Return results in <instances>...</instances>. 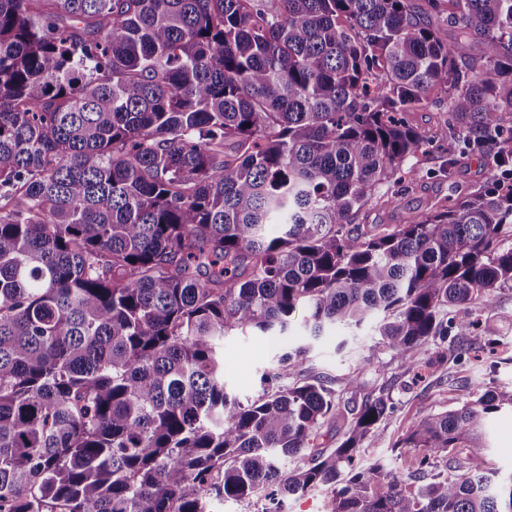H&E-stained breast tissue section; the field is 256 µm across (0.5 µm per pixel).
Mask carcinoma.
I'll return each mask as SVG.
<instances>
[{"label": "carcinoma", "instance_id": "obj_1", "mask_svg": "<svg viewBox=\"0 0 512 512\" xmlns=\"http://www.w3.org/2000/svg\"><path fill=\"white\" fill-rule=\"evenodd\" d=\"M0 0V512H207L331 485L327 512H512L477 465L512 391L421 417L407 483L362 464L389 395L330 453L320 380L243 403L224 336L375 323L413 363L512 288V0ZM481 46L479 58L471 44ZM448 117L410 123L435 96ZM435 172H493L403 224H358ZM282 226L270 237L266 225ZM465 456H459V451ZM286 457L308 464L281 470ZM412 1L414 3L415 10L425 22L433 25L442 24L445 31L448 32V42L455 41L459 37V27L453 21L448 19V11L439 14L431 8L428 0ZM265 500L262 498H253L248 501H236L233 499H218L211 497L209 499V512H261L265 507Z\"/></svg>", "mask_w": 512, "mask_h": 512}]
</instances>
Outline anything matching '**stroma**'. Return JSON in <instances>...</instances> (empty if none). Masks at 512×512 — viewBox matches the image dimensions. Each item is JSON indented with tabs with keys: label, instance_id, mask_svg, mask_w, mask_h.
Instances as JSON below:
<instances>
[{
	"label": "stroma",
	"instance_id": "35a3bbf8",
	"mask_svg": "<svg viewBox=\"0 0 512 512\" xmlns=\"http://www.w3.org/2000/svg\"><path fill=\"white\" fill-rule=\"evenodd\" d=\"M490 171L477 159L467 161L459 184L423 178L413 189L401 192L390 208L365 207L359 216L363 224H399L435 203L463 195L473 184L487 182ZM496 328L495 344L486 337H463L465 356L448 345H427L414 365L401 362L388 349H374L372 326L354 331L342 326L325 328L311 339L302 315H295L287 335L266 336L258 332L233 333L224 338V383L239 400H251L261 392V376L274 370L279 357L289 348L306 346L302 358L305 377L328 381L336 391V413L323 424L317 447L330 449L343 439L352 423L350 408L367 394L389 390L393 410L381 422L377 440H365L363 461L381 460L392 475L408 478L414 469L415 453L398 450L397 441L422 416L474 402L488 389L512 390V288L494 292L492 304L482 310ZM360 378L349 387V376ZM490 451L483 468L512 473V411L494 413L488 423Z\"/></svg>",
	"mask_w": 512,
	"mask_h": 512
}]
</instances>
